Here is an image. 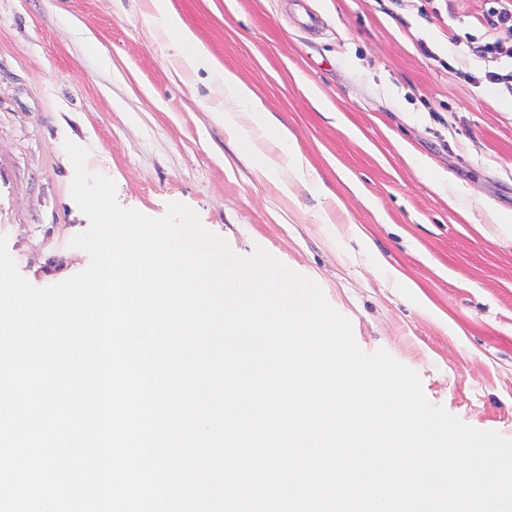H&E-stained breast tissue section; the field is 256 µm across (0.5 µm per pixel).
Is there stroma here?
Masks as SVG:
<instances>
[{
    "mask_svg": "<svg viewBox=\"0 0 512 512\" xmlns=\"http://www.w3.org/2000/svg\"><path fill=\"white\" fill-rule=\"evenodd\" d=\"M202 47L262 97L329 190L282 194L182 81L149 0H0V235L32 285L90 264L65 141L125 208L181 202L241 257L313 279L365 352L427 400L512 439V94L484 82L485 0H172ZM322 19L303 26L301 11ZM96 38L111 70L85 56ZM318 89L340 113L318 112Z\"/></svg>",
    "mask_w": 512,
    "mask_h": 512,
    "instance_id": "35a3bbf8",
    "label": "stroma"
}]
</instances>
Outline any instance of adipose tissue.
Returning a JSON list of instances; mask_svg holds the SVG:
<instances>
[{
  "mask_svg": "<svg viewBox=\"0 0 512 512\" xmlns=\"http://www.w3.org/2000/svg\"><path fill=\"white\" fill-rule=\"evenodd\" d=\"M153 36L172 49L175 71L192 76L206 71L215 120L229 138L252 158L258 173L280 190L289 178L298 179L313 196L325 195L322 181L306 170L292 133L271 119L263 100L232 70L214 60L200 45L193 30L170 7V0H151Z\"/></svg>",
  "mask_w": 512,
  "mask_h": 512,
  "instance_id": "1",
  "label": "adipose tissue"
}]
</instances>
